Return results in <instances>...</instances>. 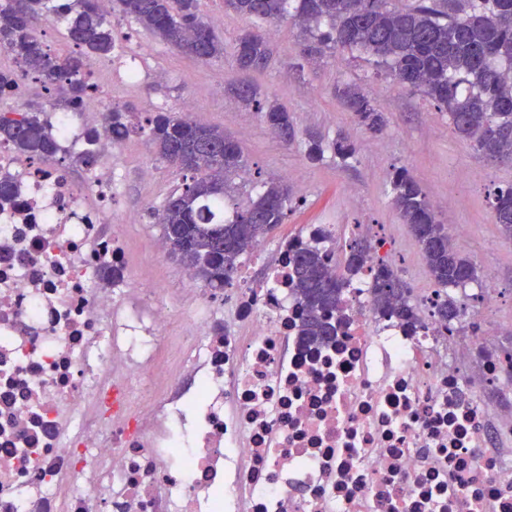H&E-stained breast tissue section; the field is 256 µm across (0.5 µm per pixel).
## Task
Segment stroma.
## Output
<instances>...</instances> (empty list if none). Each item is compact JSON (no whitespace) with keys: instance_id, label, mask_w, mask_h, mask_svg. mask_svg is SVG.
<instances>
[{"instance_id":"stroma-1","label":"stroma","mask_w":512,"mask_h":512,"mask_svg":"<svg viewBox=\"0 0 512 512\" xmlns=\"http://www.w3.org/2000/svg\"><path fill=\"white\" fill-rule=\"evenodd\" d=\"M200 11L224 39L223 59L202 63L164 44L130 19L113 16L119 42L114 60L135 48L147 50L143 79L134 88H119L113 104L129 108L137 118L159 109L181 110L192 102L196 120L223 128L263 177L286 180L299 202L285 224L265 239L267 252L301 227H337L339 241L359 237L384 240L393 267L415 296L431 293L434 284L423 263L419 244L391 203V180L397 168H407L435 204L440 223L464 224L468 233L452 238L453 247L469 257L480 275H492L497 300L484 305L476 283L455 289L454 297L471 315H491L498 327L494 345L512 349V241L494 224L489 191L512 184V164H488L448 124L433 103L412 94L393 80H379L364 57L343 53L321 63L304 62L298 32L291 20L271 25L273 51L262 71L241 72L231 54L236 39L250 27L245 18L226 10L224 0H199ZM258 85L283 104L293 117L296 137L283 143L259 115L234 101L228 87L242 79ZM344 82L361 86L387 125L374 133L359 126L336 95ZM315 132L326 141L344 139L355 147L352 159L341 161L326 152L320 162L306 160L303 140ZM123 191L114 196L112 218L123 237L137 277L156 283L162 304L173 319L195 308V286L182 276L183 267L161 247L162 228L154 214L165 197L182 183V174L155 152L145 135L130 134L116 145Z\"/></svg>"}]
</instances>
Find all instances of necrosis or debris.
Masks as SVG:
<instances>
[{"label": "necrosis or debris", "mask_w": 512, "mask_h": 512, "mask_svg": "<svg viewBox=\"0 0 512 512\" xmlns=\"http://www.w3.org/2000/svg\"><path fill=\"white\" fill-rule=\"evenodd\" d=\"M143 60L103 64L82 111L139 84ZM113 149L103 134L75 181L0 146L19 184L0 210V512H512V413L467 375L512 378L494 327L442 323L427 297L408 327L376 312L366 272L335 342L302 343L290 258L324 225L279 244L271 284L238 273L224 309L201 289L159 381L171 318L112 229Z\"/></svg>", "instance_id": "obj_1"}]
</instances>
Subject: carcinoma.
Masks as SVG:
<instances>
[{
  "label": "carcinoma",
  "mask_w": 512,
  "mask_h": 512,
  "mask_svg": "<svg viewBox=\"0 0 512 512\" xmlns=\"http://www.w3.org/2000/svg\"><path fill=\"white\" fill-rule=\"evenodd\" d=\"M116 4L123 16L197 60L224 56V42L199 15L198 0ZM224 8L256 24L273 25L290 17L307 56L354 51L366 56L376 76L422 94L448 114L453 130L487 160L512 163V0H414L401 6L393 0H224ZM42 15L65 24L64 35L76 51L58 57L50 53L35 27ZM115 49L112 23L99 0H0V50L16 63L13 71L0 70V92L32 79L47 91L60 90L64 104L75 110L94 89V61ZM233 53L244 71H261L271 59L269 42L253 32L238 38ZM228 91L258 112L271 132L293 140V120L284 106L250 82L233 84ZM336 93L358 125L375 133L386 127L384 114L359 85L341 84ZM106 124L115 143L135 132L146 134L156 153L181 170L182 185L166 198L157 219L169 253L193 262L207 255L196 277L210 288L231 284L242 256L294 210L288 185L275 180H258L260 192L245 207L226 200L224 189L248 164L221 128L171 110L133 123L131 113L117 108L106 114ZM84 138L86 149L76 158L90 168L98 159L100 133L89 128ZM2 144L33 160L60 151L51 121L31 109L0 112ZM304 153L312 162L321 160L318 134H308ZM392 191V203L420 245L436 284V315L454 321L464 307L450 291L477 280V268L454 250L448 228L405 169L395 171ZM488 201L494 223L512 240V184L494 187ZM321 242L314 237L295 252L289 276L305 311L299 335L317 346L334 341L330 313L342 305L369 253L365 240L350 239L343 245L344 274H332ZM371 295L376 310L418 322L420 305L412 299V288L391 265L377 266Z\"/></svg>",
  "instance_id": "cac0c4a2"
}]
</instances>
